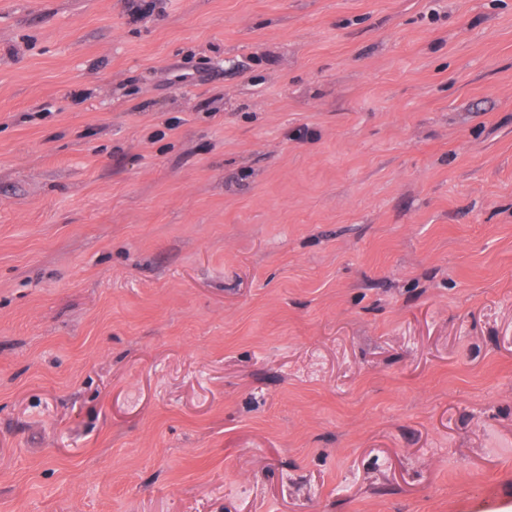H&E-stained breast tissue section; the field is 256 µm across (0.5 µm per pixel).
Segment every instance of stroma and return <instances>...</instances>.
<instances>
[{"label": "stroma", "mask_w": 512, "mask_h": 512, "mask_svg": "<svg viewBox=\"0 0 512 512\" xmlns=\"http://www.w3.org/2000/svg\"><path fill=\"white\" fill-rule=\"evenodd\" d=\"M0 0V512H512V0Z\"/></svg>", "instance_id": "1"}]
</instances>
